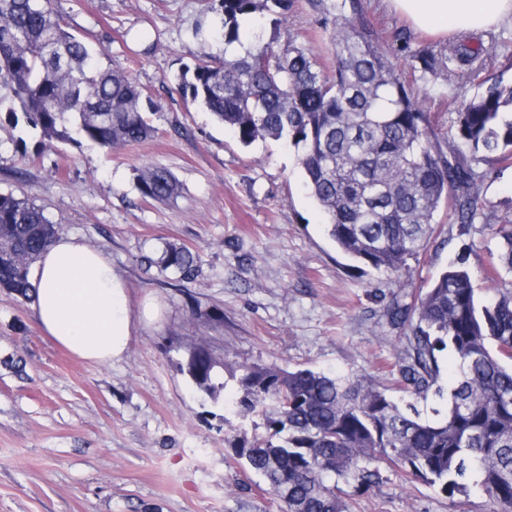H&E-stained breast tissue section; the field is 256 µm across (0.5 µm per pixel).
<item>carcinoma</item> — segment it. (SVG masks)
<instances>
[{
  "label": "carcinoma",
  "instance_id": "carcinoma-1",
  "mask_svg": "<svg viewBox=\"0 0 512 512\" xmlns=\"http://www.w3.org/2000/svg\"><path fill=\"white\" fill-rule=\"evenodd\" d=\"M314 6L335 25L331 72L288 27V0H208L222 16L224 54L202 49L175 83L241 144L271 138L293 146L331 240L405 290L407 260L438 233L440 208L450 205L460 223H473L479 166L512 160V84L494 83L465 104L444 152L376 30L354 20L356 0ZM455 58L470 81L485 83L480 51L459 46ZM0 88L8 90L0 112L23 113L48 140L67 138L68 123L109 149L153 133L147 113L157 104L131 76L101 68L51 0H0ZM137 181L153 201L179 194L162 166L145 167ZM56 235L40 207L0 194V289L30 300L33 263ZM495 235L494 270L511 273L512 225L495 227ZM161 267L183 281L198 272L196 256L176 245L166 247ZM385 316L409 330L399 365L406 404L361 378L246 367L236 405L244 414L263 411L268 432L230 440L236 458L286 512H351L343 486L375 482L372 464L383 462L450 494L467 489L459 479L469 473L500 512H512V289L484 300L458 256L427 287L395 297ZM448 347L456 383L444 416L425 419L415 401L432 390L443 395L438 353ZM217 367L204 343L186 364L195 387L214 401L224 391Z\"/></svg>",
  "mask_w": 512,
  "mask_h": 512
}]
</instances>
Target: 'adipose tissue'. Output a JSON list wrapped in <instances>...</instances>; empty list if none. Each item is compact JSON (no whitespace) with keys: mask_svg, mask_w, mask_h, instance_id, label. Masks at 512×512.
<instances>
[{"mask_svg":"<svg viewBox=\"0 0 512 512\" xmlns=\"http://www.w3.org/2000/svg\"><path fill=\"white\" fill-rule=\"evenodd\" d=\"M413 27L432 35L512 22V0H388ZM38 326L75 358L103 365L129 350L141 316L131 309L108 255L73 235H59L35 264Z\"/></svg>","mask_w":512,"mask_h":512,"instance_id":"ef3b65f1","label":"adipose tissue"}]
</instances>
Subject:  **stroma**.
Here are the masks:
<instances>
[{
	"mask_svg": "<svg viewBox=\"0 0 512 512\" xmlns=\"http://www.w3.org/2000/svg\"><path fill=\"white\" fill-rule=\"evenodd\" d=\"M361 19L431 115L439 144L479 85L437 68L414 80L418 52L447 56L460 40L482 41L483 78L512 83V29L433 37L416 31L387 0H358ZM69 31L102 66L128 73L156 102L145 141L109 150L82 138L44 139L0 112V193L41 207L58 233L103 249L124 279L133 310L157 303L126 355L94 366L72 358L39 329L31 303L0 290V512H284L264 480L234 460L232 422L265 435L264 415L225 418L223 400L200 393L182 367L207 342L238 395V366L312 369L372 380L397 394L400 330L385 311L400 288L392 277L345 256L303 185L294 147L266 139L242 145L214 116L184 99L174 77L201 49H224L219 14L204 0H53ZM288 25L329 60V29L310 0H292ZM169 169L180 185L167 203L143 198L137 171ZM484 224L436 216L444 231L409 260L410 279L434 281L466 254L480 296L512 286L486 277L498 252L491 228L512 222V165H494L478 186ZM198 256L194 280L161 271L166 245ZM367 488H349L352 512H494L476 487L456 494L380 465Z\"/></svg>",
	"mask_w": 512,
	"mask_h": 512,
	"instance_id": "35a3bbf8",
	"label": "stroma"
}]
</instances>
